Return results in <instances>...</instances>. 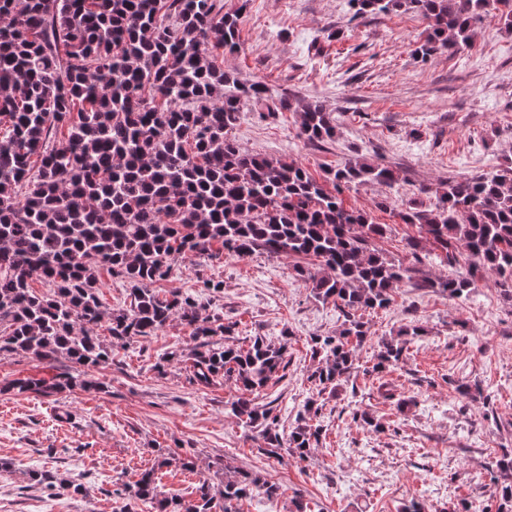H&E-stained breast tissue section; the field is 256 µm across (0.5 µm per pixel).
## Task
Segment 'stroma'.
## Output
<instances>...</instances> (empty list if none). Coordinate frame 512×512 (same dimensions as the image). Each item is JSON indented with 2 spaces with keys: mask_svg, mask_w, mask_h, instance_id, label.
Listing matches in <instances>:
<instances>
[{
  "mask_svg": "<svg viewBox=\"0 0 512 512\" xmlns=\"http://www.w3.org/2000/svg\"><path fill=\"white\" fill-rule=\"evenodd\" d=\"M241 15V47L224 70L243 83L265 84L293 110L245 109L234 130L242 148L295 160L317 180L346 161L383 164L398 173L393 186L366 184L343 191L346 206L388 225L377 246L388 257L419 264L424 275H448L435 253L414 261L405 244L417 226L399 210L430 207L420 186L512 166V30L487 18L467 49L418 55L426 23L416 12L359 18L348 0H223ZM319 100L336 125L318 146L297 135L302 103ZM392 207L377 208L380 199ZM295 258L257 254L244 260L196 256L176 261L162 292L200 294L209 313L235 323L233 341L263 336L283 343L288 373L261 392L273 402L281 431L296 426L305 403L320 398L319 448L303 462L262 455L225 407L237 389L189 381L193 343L179 323L115 348L112 361L90 374L87 388L48 396L0 394V512H154L127 487L155 468L161 490L191 497L199 481L224 482V468L260 472L280 487L276 500L256 494L239 512H292L295 500L311 512H400L417 499L431 512H456L461 503L495 504L491 465L512 451V299L494 275L477 279L465 300L401 283L390 306L365 314L369 339L356 352L359 374L336 396H317L308 380L316 362L308 341L343 323L334 305L315 299L293 271ZM223 282L201 294L200 281ZM422 325L394 371L373 374L377 344L399 329ZM180 358L162 362L165 352ZM71 362L13 354L0 360V382L53 381ZM393 386L407 413L377 393ZM482 398L462 397L460 386ZM361 409L382 425L374 431L351 419ZM174 453L167 466L162 454ZM194 470H183L182 456ZM40 470L82 483L80 496L53 495L31 484Z\"/></svg>",
  "mask_w": 512,
  "mask_h": 512,
  "instance_id": "1",
  "label": "stroma"
}]
</instances>
